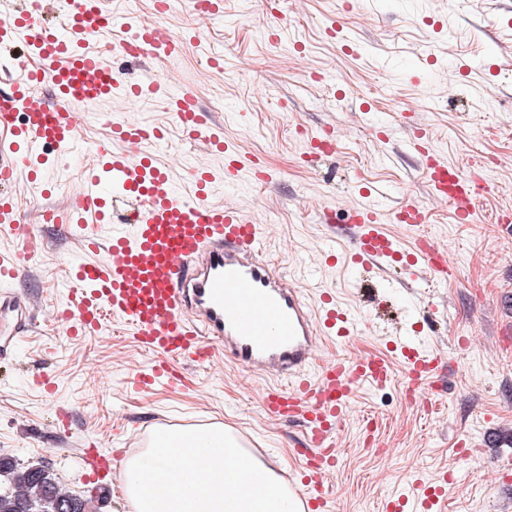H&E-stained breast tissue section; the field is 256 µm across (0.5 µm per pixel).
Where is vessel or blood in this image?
Here are the masks:
<instances>
[{
	"instance_id": "b4317fda",
	"label": "vessel or blood",
	"mask_w": 512,
	"mask_h": 512,
	"mask_svg": "<svg viewBox=\"0 0 512 512\" xmlns=\"http://www.w3.org/2000/svg\"><path fill=\"white\" fill-rule=\"evenodd\" d=\"M44 0H24L23 8L0 0V57L23 43L37 58L33 68L0 84V131L14 137L10 162L0 163V186L25 179L47 192L42 158L81 155L82 183L67 210L48 211V224H112L104 256L95 261L64 258L65 301L45 308L44 321L66 334L95 332L107 324L124 326L154 365L148 376L132 380L143 393L155 384H174V363L194 355L220 368L231 357L243 370L277 379L265 394L267 411L299 419L307 430L309 453L300 482L289 484L292 499L304 512H329L326 478L338 459V431L358 386L383 387L394 377L384 353L351 359L318 360L322 344L358 335L362 321L325 293L305 298L300 286L286 279L260 253L269 226L255 215L211 201L217 181L233 185L256 178L258 159L224 140L222 128L199 106L195 88L175 86L155 77L145 82L120 79L102 57L98 38L120 32L119 51L129 57L167 60L185 44L206 47L208 35L190 31L181 37L160 16L166 0H155L154 13H120L106 0H60L54 18L43 15ZM166 97L175 124L191 139H202L224 153L223 175L191 166L169 143L162 127L126 116L103 118L106 138L89 143L88 105L108 98L134 108L148 96ZM427 184L436 203L451 207L460 220L473 216L488 184L476 181L471 165L433 156L426 164ZM381 188H365L363 201L344 207L345 232L352 260L368 272L399 267L410 278L425 275L450 282L457 265L425 230L426 209L407 203L384 212ZM408 225L413 248L402 252L384 228V219ZM0 224L8 226L13 251H0V316L10 319L0 334V354L13 353L29 331L32 304L19 300L14 282L42 250L34 225L23 217L14 196L0 195ZM394 349L404 359L403 384L430 395L446 351L425 347L415 330L396 337ZM83 465L111 469V452L89 440L80 449Z\"/></svg>"
}]
</instances>
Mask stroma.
I'll return each mask as SVG.
<instances>
[{
	"label": "stroma",
	"mask_w": 512,
	"mask_h": 512,
	"mask_svg": "<svg viewBox=\"0 0 512 512\" xmlns=\"http://www.w3.org/2000/svg\"><path fill=\"white\" fill-rule=\"evenodd\" d=\"M336 22L343 34L333 38ZM212 30L210 48L190 44L171 61L139 59L119 74L136 80L177 71L225 139L263 159L269 181L220 187L213 199L248 211L264 197V221L279 225L289 247L265 243L263 258L300 277L310 295L335 291L358 312L362 333L325 344L322 359L378 352L406 319L420 320L428 344L448 353L434 412L409 403L397 381L355 389L339 435L333 512H381L412 475L444 487L443 512H512V475L497 467L512 457V224L492 221L496 209L512 206V0H224ZM433 44L443 50L437 64L414 70ZM216 53L219 71L209 64ZM457 65L464 72L452 85L448 70ZM257 85L264 97H254ZM365 100L371 112L360 111ZM334 129L342 133L338 154L308 161L297 131L312 137ZM412 138L450 162L474 148L501 157L472 222L431 205L422 158L403 149ZM45 173L54 192L15 194L43 251L13 288L56 304L64 298L60 261L76 255L81 232L41 223L40 214L67 205L81 167L72 160ZM359 175L386 189V207L428 206L427 230L447 244L458 279L418 284L409 296L377 275L326 265L332 242L320 216L337 199L359 201ZM152 366L149 353L113 328L64 336L35 320L13 357L0 360V456L48 463L65 490L100 493L99 512H128L122 476L104 481L80 466L85 440L126 458L148 448L156 427L220 425L284 481L294 480L304 427L267 415L268 380L248 386L232 360L215 373L187 359L179 370L192 387L161 386L146 396L127 390ZM366 414L378 420L370 446L359 424ZM468 436L484 452L463 471L458 451Z\"/></svg>",
	"instance_id": "obj_1"
}]
</instances>
